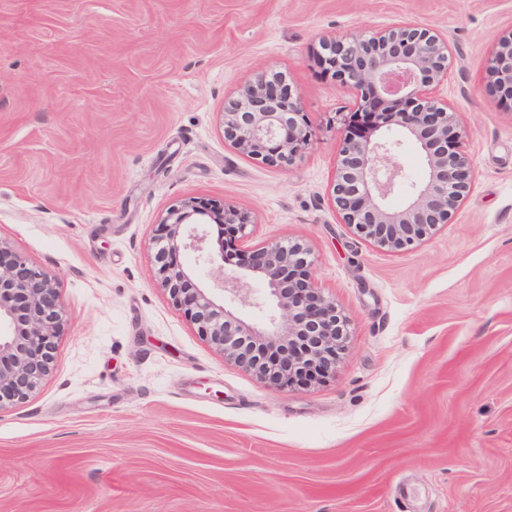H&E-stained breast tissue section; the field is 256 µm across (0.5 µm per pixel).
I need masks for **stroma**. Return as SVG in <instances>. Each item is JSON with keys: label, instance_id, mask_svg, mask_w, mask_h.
Wrapping results in <instances>:
<instances>
[{"label": "stroma", "instance_id": "1", "mask_svg": "<svg viewBox=\"0 0 512 512\" xmlns=\"http://www.w3.org/2000/svg\"><path fill=\"white\" fill-rule=\"evenodd\" d=\"M405 21L448 40L438 91L472 188L393 254L341 224L321 38ZM512 0H0V242L65 308L50 373L0 407V512H512V109L484 90ZM286 75L312 129L273 167L222 112ZM189 197L246 211L242 247L308 246L349 321L326 379L267 386L155 282Z\"/></svg>", "mask_w": 512, "mask_h": 512}]
</instances>
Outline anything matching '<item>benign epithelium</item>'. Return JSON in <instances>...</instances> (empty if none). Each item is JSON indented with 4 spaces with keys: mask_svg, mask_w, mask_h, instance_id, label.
<instances>
[{
    "mask_svg": "<svg viewBox=\"0 0 512 512\" xmlns=\"http://www.w3.org/2000/svg\"><path fill=\"white\" fill-rule=\"evenodd\" d=\"M323 67L336 85L356 90L353 112H340L341 135L332 198L342 223L372 245L403 252L421 243L453 215L471 189V160L461 149L458 115L435 96L448 80V40L432 29L398 24L323 38ZM485 85L512 105V32L498 37ZM224 139L240 153L271 166L292 165L308 148L312 130L298 89L261 75L225 108ZM419 151L424 174L404 204L388 198L404 178L397 156L405 144ZM213 220L229 231V246L246 235L249 216L195 197L162 221L163 253L155 254L158 287L197 326L224 360L276 388L298 373L328 377L348 335V321L311 273L310 249L269 242L239 254L236 268L213 269V285L176 261L192 251L210 261ZM221 296L212 295V289ZM262 308L248 322L238 310ZM64 306L53 279L0 242V405L25 399L52 369Z\"/></svg>",
    "mask_w": 512,
    "mask_h": 512,
    "instance_id": "obj_1",
    "label": "benign epithelium"
}]
</instances>
